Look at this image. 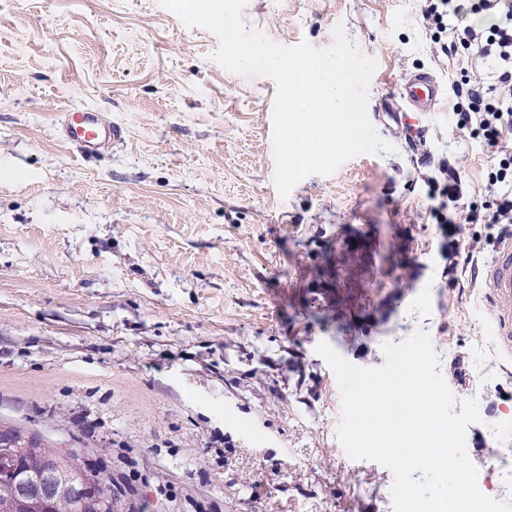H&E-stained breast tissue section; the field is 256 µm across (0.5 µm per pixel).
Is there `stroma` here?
I'll return each instance as SVG.
<instances>
[{
	"label": "stroma",
	"mask_w": 512,
	"mask_h": 512,
	"mask_svg": "<svg viewBox=\"0 0 512 512\" xmlns=\"http://www.w3.org/2000/svg\"><path fill=\"white\" fill-rule=\"evenodd\" d=\"M246 25L319 49L343 26L377 63L374 126L395 147L328 176L273 183L276 85L231 73L219 45L158 0H0V420L82 449L136 512H259L228 495L224 442L268 463L265 489L306 512H393L392 472L337 439L340 392L317 354L359 367L428 331L457 399L481 389L466 449L487 473L511 439L512 357L483 333L476 271L502 238L486 191L490 150L448 131L454 103L421 116L422 141L386 119L403 72L432 68L415 0H247ZM87 107L125 141L81 158L60 132ZM449 159L477 215V253L448 269L440 188Z\"/></svg>",
	"instance_id": "stroma-1"
}]
</instances>
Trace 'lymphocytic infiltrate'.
<instances>
[{
  "instance_id": "1",
  "label": "lymphocytic infiltrate",
  "mask_w": 512,
  "mask_h": 512,
  "mask_svg": "<svg viewBox=\"0 0 512 512\" xmlns=\"http://www.w3.org/2000/svg\"><path fill=\"white\" fill-rule=\"evenodd\" d=\"M432 64H454L452 131L491 149L493 223L512 224V0H420Z\"/></svg>"
}]
</instances>
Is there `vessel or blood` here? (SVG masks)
<instances>
[{"label":"vessel or blood","instance_id":"vessel-or-blood-1","mask_svg":"<svg viewBox=\"0 0 512 512\" xmlns=\"http://www.w3.org/2000/svg\"><path fill=\"white\" fill-rule=\"evenodd\" d=\"M440 97L441 87L431 75L414 73L403 79L393 109L424 114L435 110ZM61 129L67 142L85 156L98 153L103 146L118 145L125 137L122 125L110 121L104 113L80 107L64 113ZM507 240V245L498 247L477 275L493 316L491 334L498 345L512 349V233Z\"/></svg>","mask_w":512,"mask_h":512}]
</instances>
